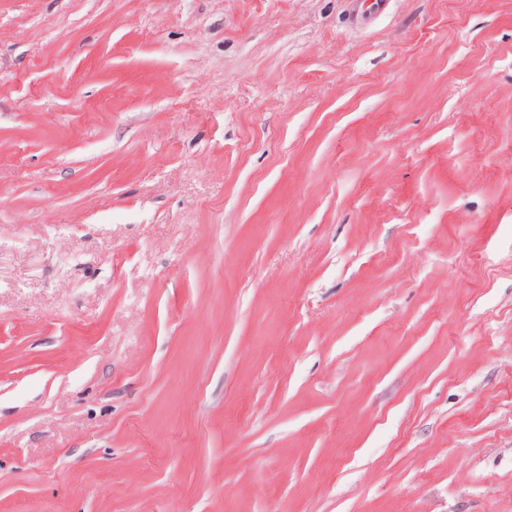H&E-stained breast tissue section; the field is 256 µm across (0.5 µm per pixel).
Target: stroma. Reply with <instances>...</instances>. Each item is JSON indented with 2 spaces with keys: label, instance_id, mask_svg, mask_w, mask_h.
I'll return each instance as SVG.
<instances>
[{
  "label": "stroma",
  "instance_id": "obj_1",
  "mask_svg": "<svg viewBox=\"0 0 512 512\" xmlns=\"http://www.w3.org/2000/svg\"><path fill=\"white\" fill-rule=\"evenodd\" d=\"M0 512H512V0H0Z\"/></svg>",
  "mask_w": 512,
  "mask_h": 512
}]
</instances>
